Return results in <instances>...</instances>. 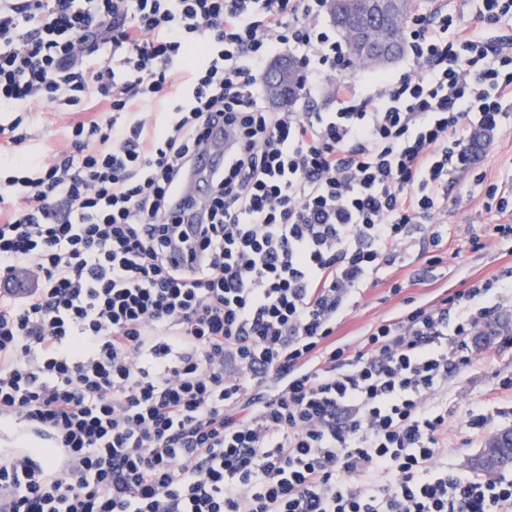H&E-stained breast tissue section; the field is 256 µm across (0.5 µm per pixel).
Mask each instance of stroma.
I'll return each mask as SVG.
<instances>
[{
    "mask_svg": "<svg viewBox=\"0 0 512 512\" xmlns=\"http://www.w3.org/2000/svg\"><path fill=\"white\" fill-rule=\"evenodd\" d=\"M73 116L55 112L49 107L35 106L28 122V131L38 156L46 157L62 150L67 144L66 129ZM448 223L451 240L443 263L429 266L424 255L412 251L408 257V272L414 273L406 283V294L430 299L437 289H461L478 278H490L512 270V250L492 245L483 251H471L461 227L468 226L482 236L492 231L490 216L483 207V197L471 177H462L449 192ZM399 297L391 295L388 281L369 287L357 307L339 325L336 335L354 341L357 334L373 321L394 312ZM489 360L476 372L464 371L448 385V467L466 476L473 475L472 462L494 432L512 429V398L494 390L498 375L512 374V348L489 350ZM483 413L486 424L473 430L468 426L471 412Z\"/></svg>",
    "mask_w": 512,
    "mask_h": 512,
    "instance_id": "35a3bbf8",
    "label": "stroma"
}]
</instances>
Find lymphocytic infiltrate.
Segmentation results:
<instances>
[{
	"mask_svg": "<svg viewBox=\"0 0 512 512\" xmlns=\"http://www.w3.org/2000/svg\"><path fill=\"white\" fill-rule=\"evenodd\" d=\"M327 0H0V512H512V480L449 470L448 404L507 299L493 277L336 328L420 249L441 263L472 174L512 240V172L479 167L512 100V0H449L405 29L409 69L347 74ZM475 7L473 25L460 15ZM299 97L273 110L268 61ZM179 96H172L175 81ZM77 114L38 160L21 125ZM235 141L184 223L172 193Z\"/></svg>",
	"mask_w": 512,
	"mask_h": 512,
	"instance_id": "obj_1",
	"label": "lymphocytic infiltrate"
}]
</instances>
